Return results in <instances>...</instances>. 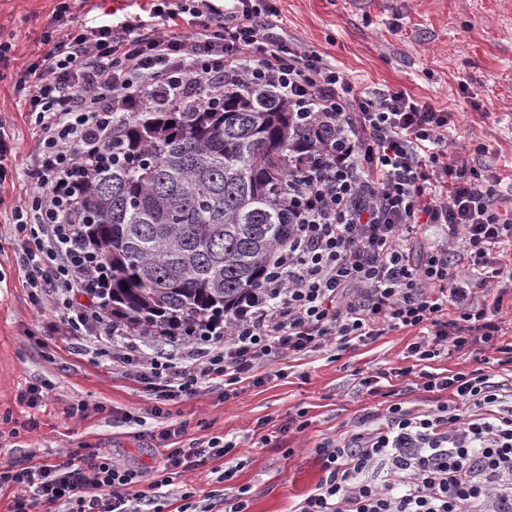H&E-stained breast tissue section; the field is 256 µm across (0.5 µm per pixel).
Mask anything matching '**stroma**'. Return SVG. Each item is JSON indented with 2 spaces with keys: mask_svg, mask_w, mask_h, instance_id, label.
Instances as JSON below:
<instances>
[{
  "mask_svg": "<svg viewBox=\"0 0 512 512\" xmlns=\"http://www.w3.org/2000/svg\"><path fill=\"white\" fill-rule=\"evenodd\" d=\"M57 3L0 0V30L12 36L19 61L42 52ZM279 7L289 38L344 70L358 90L400 87L453 112L449 145L466 139L487 145L477 169L492 170L502 187L512 186V0H280ZM0 113L9 122L19 164H26L38 147V130L9 68L0 69ZM25 191L22 184L0 186V464L98 448L151 470L156 451L149 440L111 415L115 409L144 414L149 401L142 386L113 370L107 358L73 355L57 315L37 310L28 297L11 223ZM412 340V334L394 333L344 350L330 345L279 361L283 377L242 383L230 400L205 391L170 405V422L186 425L180 444L206 435L238 443L234 456L208 463L187 483L203 494L220 486L231 495L247 486L250 512H291L322 476L314 444L351 433L359 415L380 408L381 398L360 384L367 373L391 372L399 400L415 409L432 407L434 394L410 390L408 379L395 374ZM40 382L50 386L42 405L20 403V393ZM78 402L86 403V415L69 416ZM100 404L105 412H97ZM300 408L310 427L285 431ZM32 417L39 427L29 432L25 425ZM262 420L279 431L276 441L262 443ZM228 468L233 478L217 484L216 474Z\"/></svg>",
  "mask_w": 512,
  "mask_h": 512,
  "instance_id": "obj_1",
  "label": "stroma"
}]
</instances>
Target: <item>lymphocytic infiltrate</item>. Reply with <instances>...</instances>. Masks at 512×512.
I'll return each instance as SVG.
<instances>
[{
  "instance_id": "f902f5d3",
  "label": "lymphocytic infiltrate",
  "mask_w": 512,
  "mask_h": 512,
  "mask_svg": "<svg viewBox=\"0 0 512 512\" xmlns=\"http://www.w3.org/2000/svg\"><path fill=\"white\" fill-rule=\"evenodd\" d=\"M279 14L277 0H150L146 14L70 30V4L59 0L43 52L16 70L39 143L17 169L0 119V184L19 174L29 187L12 210L29 297L58 315L76 354L107 357L140 383L161 425L149 473L98 448L1 465L10 512H159L162 488L237 447L220 436L171 447L185 426L169 423L170 403L214 388L229 399L284 358L392 332L416 337L400 376L447 400L431 409L392 400L355 432L316 443L324 475L293 512H512V397L484 367L423 369L444 353L512 364V203L495 173L473 164L485 146L449 150L452 112L402 89H355L280 31ZM251 81L275 83L294 110L348 134L297 193V222L258 290L179 354L146 351L103 306L70 186L111 145L113 117L148 92L174 100ZM430 226L442 240L424 242ZM251 498L246 486L226 497L183 484L178 512H250Z\"/></svg>"
}]
</instances>
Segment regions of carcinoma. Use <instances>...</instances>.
<instances>
[{"instance_id":"1","label":"carcinoma","mask_w":512,"mask_h":512,"mask_svg":"<svg viewBox=\"0 0 512 512\" xmlns=\"http://www.w3.org/2000/svg\"><path fill=\"white\" fill-rule=\"evenodd\" d=\"M113 128L110 161L72 202L112 319L158 336L224 321L288 243V195L329 135L265 83L228 87L209 107L125 112Z\"/></svg>"}]
</instances>
